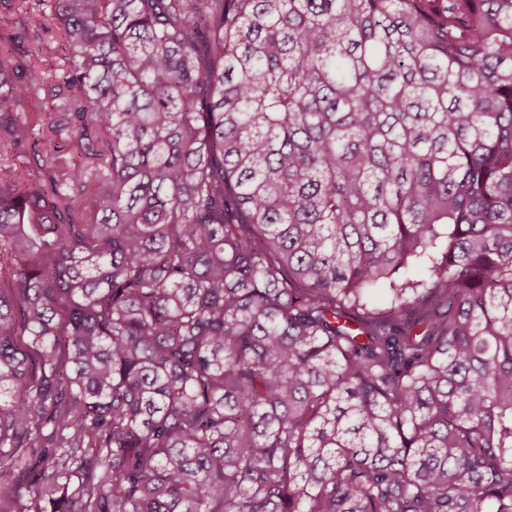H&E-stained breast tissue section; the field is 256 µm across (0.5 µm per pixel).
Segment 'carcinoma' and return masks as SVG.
Wrapping results in <instances>:
<instances>
[{
    "mask_svg": "<svg viewBox=\"0 0 512 512\" xmlns=\"http://www.w3.org/2000/svg\"><path fill=\"white\" fill-rule=\"evenodd\" d=\"M8 2L0 512H512V0ZM29 30L31 34L29 45L33 49H37V53L27 61L26 79L39 83L43 88L54 83L62 74V51L61 47H58L60 38L57 36L59 33L55 28H53V33L44 32L34 25H30ZM35 34L39 35L40 40L36 39ZM47 44L51 45V49L46 46Z\"/></svg>",
    "mask_w": 512,
    "mask_h": 512,
    "instance_id": "1",
    "label": "carcinoma"
}]
</instances>
